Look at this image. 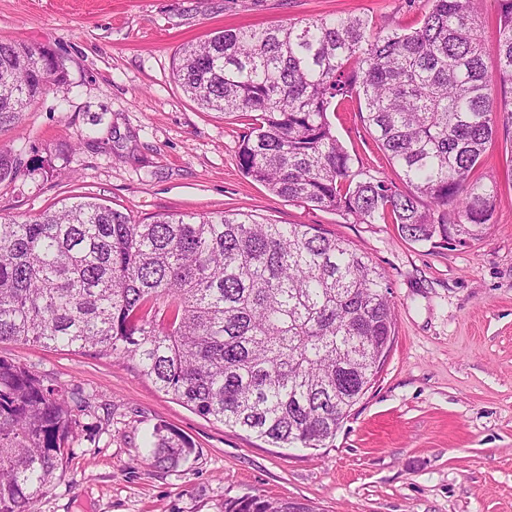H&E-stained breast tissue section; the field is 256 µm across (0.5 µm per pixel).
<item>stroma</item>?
<instances>
[{"label":"stroma","mask_w":512,"mask_h":512,"mask_svg":"<svg viewBox=\"0 0 512 512\" xmlns=\"http://www.w3.org/2000/svg\"><path fill=\"white\" fill-rule=\"evenodd\" d=\"M427 0H0V41L51 50L67 86L40 97L0 149L26 147L52 178L0 185V218L27 221L91 197L139 223L246 211L312 224L384 269L390 352L327 447L278 448L203 418L132 364L0 342V358L65 388L78 437L35 512H222L228 497L294 499L318 512H512V146L482 169L498 183L486 234L413 242L288 202L243 176L245 119L201 109L172 78L182 45L226 28L332 15L418 26ZM329 119L356 166L396 177L358 117ZM192 445L176 470L147 461L156 427Z\"/></svg>","instance_id":"35a3bbf8"}]
</instances>
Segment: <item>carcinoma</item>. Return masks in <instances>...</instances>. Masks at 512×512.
Returning <instances> with one entry per match:
<instances>
[{
  "mask_svg": "<svg viewBox=\"0 0 512 512\" xmlns=\"http://www.w3.org/2000/svg\"><path fill=\"white\" fill-rule=\"evenodd\" d=\"M416 28L320 17L216 32L174 61L204 110L251 120L245 176L294 203L413 242L478 234L497 185L480 171L512 144V0H499L498 55L483 58L478 0H429ZM67 84L44 47L0 41V126ZM355 101L402 185L354 167L328 114ZM53 167L0 151V184ZM386 273L310 224L250 213L158 216L147 224L89 200L0 221V341L133 362L195 413L280 447L320 448L368 391L394 336ZM77 424L63 392L0 359V512H34L59 477ZM155 467L193 452L160 427ZM224 512H316L245 495Z\"/></svg>",
  "mask_w": 512,
  "mask_h": 512,
  "instance_id": "carcinoma-1",
  "label": "carcinoma"
}]
</instances>
